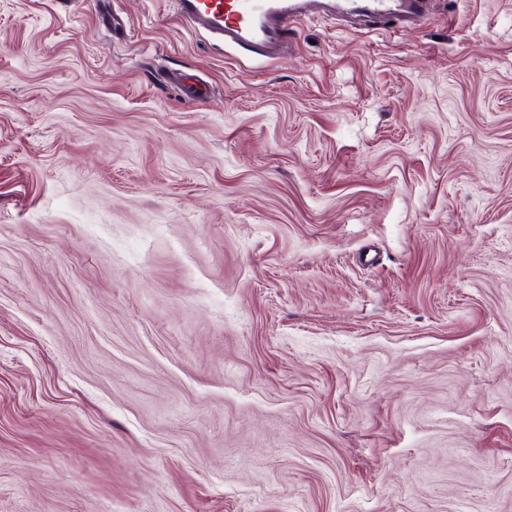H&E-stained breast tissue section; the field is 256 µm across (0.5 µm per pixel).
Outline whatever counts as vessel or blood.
I'll use <instances>...</instances> for the list:
<instances>
[{
	"instance_id": "b4317fda",
	"label": "vessel or blood",
	"mask_w": 512,
	"mask_h": 512,
	"mask_svg": "<svg viewBox=\"0 0 512 512\" xmlns=\"http://www.w3.org/2000/svg\"><path fill=\"white\" fill-rule=\"evenodd\" d=\"M179 15L216 41L257 58L281 55L288 30L301 19L325 14L386 18L411 27L427 12L426 0H176Z\"/></svg>"
}]
</instances>
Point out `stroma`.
Returning a JSON list of instances; mask_svg holds the SVG:
<instances>
[{
  "label": "stroma",
  "mask_w": 512,
  "mask_h": 512,
  "mask_svg": "<svg viewBox=\"0 0 512 512\" xmlns=\"http://www.w3.org/2000/svg\"><path fill=\"white\" fill-rule=\"evenodd\" d=\"M244 56L0 0V512H512V0Z\"/></svg>",
  "instance_id": "stroma-1"
}]
</instances>
